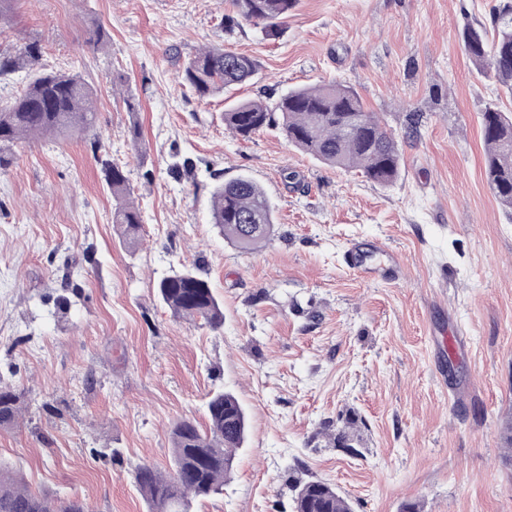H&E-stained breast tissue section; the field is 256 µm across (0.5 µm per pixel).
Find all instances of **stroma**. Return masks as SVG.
<instances>
[{
	"mask_svg": "<svg viewBox=\"0 0 512 512\" xmlns=\"http://www.w3.org/2000/svg\"><path fill=\"white\" fill-rule=\"evenodd\" d=\"M491 5L297 0L271 36L249 22L225 33V0H16L0 48L37 43L43 68L94 86L103 147L37 137L0 167V383L25 406L0 430V461L93 512H146L134 467L168 469L172 424L205 425L224 389L247 413V443L223 494L193 512H292L294 485L310 479L352 512H512V210L489 188L480 130L488 103L508 112L512 99L461 41ZM98 28L109 41L97 50ZM209 44L257 62L232 97L178 80ZM329 80L353 86L401 141L392 185L277 130L244 141L224 125L229 99L273 103ZM176 154L193 178L170 173ZM101 156L135 188L138 251L112 222ZM241 174L276 211L273 237L251 251L209 222L213 186ZM372 241L398 254V281L345 267L351 245ZM181 266L211 283L221 331L158 298Z\"/></svg>",
	"mask_w": 512,
	"mask_h": 512,
	"instance_id": "35a3bbf8",
	"label": "stroma"
}]
</instances>
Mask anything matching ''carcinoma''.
<instances>
[{
	"label": "carcinoma",
	"mask_w": 512,
	"mask_h": 512,
	"mask_svg": "<svg viewBox=\"0 0 512 512\" xmlns=\"http://www.w3.org/2000/svg\"><path fill=\"white\" fill-rule=\"evenodd\" d=\"M224 30L241 22H263L269 33L288 15L296 0H231ZM490 25L467 26L462 32L466 55L475 69L489 70L501 91L512 99V0H497ZM26 70L29 80L7 102L0 101V153L37 135L91 134L95 130L96 90L81 76L47 70L40 65V47L29 43L16 51H0V77ZM257 72L251 57L221 47L206 46L183 66L184 82L201 98L229 92L248 83ZM224 125L243 140L277 128L293 147L339 168L357 169L369 180L389 185L396 180L402 153L395 135L375 112L366 110L351 86L329 81L288 91L274 105L260 99L236 101L224 111ZM486 145L485 173L499 202L512 209V114L491 103L481 113ZM113 200L112 223L123 243L138 246L141 231L134 188L123 166L101 161ZM209 221L224 240L245 250L266 242L275 224V207L250 177L219 181L211 193ZM157 294L172 315L200 320L213 330L224 326V311L210 283L187 267L175 268L157 284ZM20 394L0 387V429L14 427L21 416ZM207 425L175 423L170 431L172 464L161 471L148 464L133 470L148 512H191L197 498L221 495L234 466L236 452L248 439V418L230 391L214 392L206 403ZM0 512H91L85 500L37 493L13 467L0 463ZM294 512H352L346 497L321 480L294 487Z\"/></svg>",
	"instance_id": "obj_1"
}]
</instances>
